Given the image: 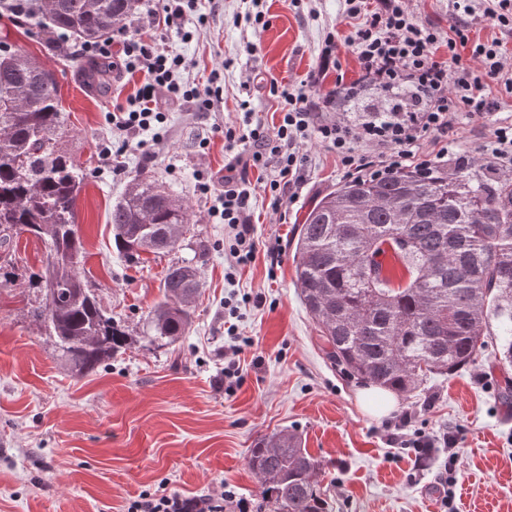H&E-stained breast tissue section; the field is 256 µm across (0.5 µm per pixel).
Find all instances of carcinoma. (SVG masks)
Instances as JSON below:
<instances>
[{
    "mask_svg": "<svg viewBox=\"0 0 512 512\" xmlns=\"http://www.w3.org/2000/svg\"><path fill=\"white\" fill-rule=\"evenodd\" d=\"M139 0H34L32 16L52 33L108 38ZM65 113L55 75L20 47L0 52V240L26 233L46 251L33 285L57 283L31 315L54 337L78 376L96 372L131 338L108 316L79 269L85 251L76 227L85 175L59 146ZM191 223L185 202L148 173L112 204L115 248L128 258L176 248ZM391 256L408 273L393 285ZM296 284L325 354L340 373L410 392L451 374L489 349L512 385V179L482 161L448 171L401 169L354 177L317 199L299 225ZM163 300L150 314V343L170 344L192 322L201 288L190 260L170 266ZM248 464L276 512H327L317 480L321 462L282 431L259 439Z\"/></svg>",
    "mask_w": 512,
    "mask_h": 512,
    "instance_id": "obj_1",
    "label": "carcinoma"
}]
</instances>
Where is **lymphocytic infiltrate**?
Here are the masks:
<instances>
[{"label": "lymphocytic infiltrate", "mask_w": 512, "mask_h": 512, "mask_svg": "<svg viewBox=\"0 0 512 512\" xmlns=\"http://www.w3.org/2000/svg\"><path fill=\"white\" fill-rule=\"evenodd\" d=\"M346 16L356 22L349 43L360 65V83L378 88L384 103L356 117L348 114L322 118L309 91L319 84L310 74L306 90L281 88L276 93L280 109L278 125L249 122L246 134L225 124L224 138L249 144L244 155L224 168L220 196L222 216L233 237L229 256L238 264L250 262L256 253L250 211L251 192L239 173L270 170L264 190L273 208H281L291 189L304 178L307 156L304 146L317 141L336 155L346 175L385 177L399 169L431 170L454 156V132L463 117L493 115L496 104L489 86L512 93V64L504 58L499 40L474 42L470 19L479 17L491 26L512 32V0H450L455 22L448 30L419 23L408 14L403 0H378L366 9L364 0H345ZM192 0H157L111 38L77 43L76 56L111 61L113 68L144 76L132 106H116L112 134L124 147L145 148L142 132L156 130L166 121L170 105L194 104L207 114L220 98V90L182 81L187 61L168 53L157 41L145 40L142 30H185ZM446 46L447 58L436 55ZM470 48L481 64L473 73L462 64L460 51ZM438 142L436 153L424 151L425 138ZM249 512V504L231 490L187 498L177 493L140 492L128 503L127 512Z\"/></svg>", "instance_id": "f902f5d3"}]
</instances>
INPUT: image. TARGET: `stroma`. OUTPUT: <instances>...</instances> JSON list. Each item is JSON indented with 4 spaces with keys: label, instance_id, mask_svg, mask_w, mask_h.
<instances>
[{
    "label": "stroma",
    "instance_id": "stroma-1",
    "mask_svg": "<svg viewBox=\"0 0 512 512\" xmlns=\"http://www.w3.org/2000/svg\"><path fill=\"white\" fill-rule=\"evenodd\" d=\"M256 11L268 22L260 31L246 20ZM188 28L189 40L173 31L152 36L191 61L186 79L220 86L221 100L204 117L189 104L170 107L162 144L123 152L110 114L134 98L141 76L121 74L100 92L86 82L83 59L63 61L45 49L35 19H0V46L24 48L56 75L67 114L60 144L86 173L76 215L86 251L81 276L132 339L96 373L74 377L30 314L41 299L29 276L41 266L43 244L26 235L0 242V512H125L144 490L194 497L226 487L247 498L251 512H273L248 454L257 439L286 429L322 461L330 512H441L437 477L450 465L455 512H512V410L501 408V371L489 356L397 393L396 408L383 416L363 406L362 382L325 357L299 298L294 256L312 202L346 179L334 154L305 146V180L284 218L250 172L256 257L240 266L227 259L221 179L248 146L225 142L224 125L242 122L247 110L277 125L271 82L301 88L327 32L340 51L313 91L315 102L337 81L358 79L344 0H195ZM115 151L118 173L108 158ZM143 171L185 200L192 221L178 250L129 259L115 249L109 213ZM190 257L202 288L189 331L176 343L150 345L142 334L162 298L165 270ZM230 323L238 337L227 335ZM239 338V373L228 383L224 351ZM406 413L412 430L453 435L454 449L416 459L392 434Z\"/></svg>",
    "mask_w": 512,
    "mask_h": 512
}]
</instances>
